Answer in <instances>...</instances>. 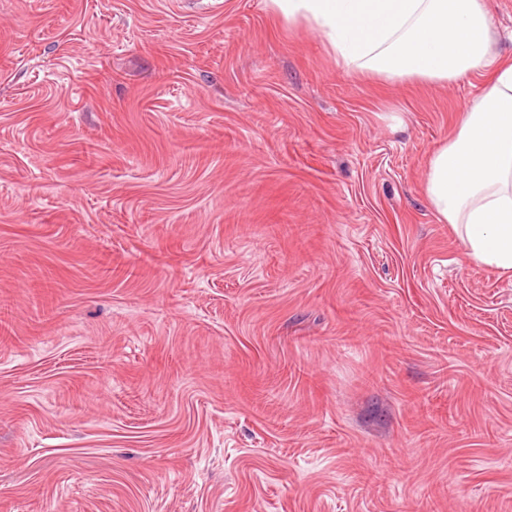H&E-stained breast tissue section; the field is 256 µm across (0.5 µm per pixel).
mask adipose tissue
Listing matches in <instances>:
<instances>
[{
  "label": "adipose tissue",
  "mask_w": 512,
  "mask_h": 512,
  "mask_svg": "<svg viewBox=\"0 0 512 512\" xmlns=\"http://www.w3.org/2000/svg\"><path fill=\"white\" fill-rule=\"evenodd\" d=\"M288 21L323 29L348 71L423 82L489 78L454 137L430 159L425 191L469 256L512 277V62L490 54L484 0H269Z\"/></svg>",
  "instance_id": "obj_1"
}]
</instances>
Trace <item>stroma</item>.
Listing matches in <instances>:
<instances>
[{
	"label": "stroma",
	"instance_id": "35a3bbf8",
	"mask_svg": "<svg viewBox=\"0 0 512 512\" xmlns=\"http://www.w3.org/2000/svg\"><path fill=\"white\" fill-rule=\"evenodd\" d=\"M485 83L269 0H0V512H512V278L423 193Z\"/></svg>",
	"mask_w": 512,
	"mask_h": 512
}]
</instances>
